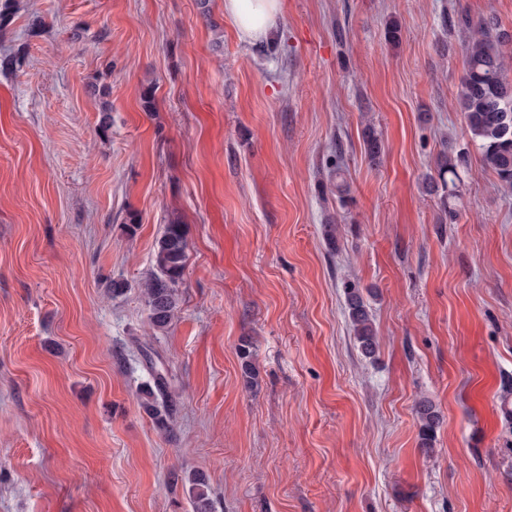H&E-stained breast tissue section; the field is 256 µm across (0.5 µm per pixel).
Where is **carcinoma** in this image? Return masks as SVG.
Returning <instances> with one entry per match:
<instances>
[{
	"mask_svg": "<svg viewBox=\"0 0 512 512\" xmlns=\"http://www.w3.org/2000/svg\"><path fill=\"white\" fill-rule=\"evenodd\" d=\"M461 22L472 35L463 46L465 71L458 94L470 142L478 149L481 163L492 170L502 185L512 187V81L507 79V61L501 46L512 42V36L497 29L492 20L477 23L463 18ZM365 151L370 161L378 163L381 142L374 129H364ZM468 154L444 150L436 158L435 174L424 177L431 192H448V185L461 180L459 169L467 166ZM186 237L184 226L172 221L164 226L156 242V273L144 284L153 328L164 332L170 326L178 308L177 288L183 280L186 264ZM346 310L354 338L362 355L372 358L377 351V338L370 308L360 289L346 287ZM246 384L254 386L256 371L251 362L248 344L239 348ZM145 360L148 381L142 383L139 404L151 418L155 427L168 433L177 413L178 404L174 378L161 357H153L141 350ZM420 422L419 448L429 453L433 450L435 433L440 425V415L427 399L416 407ZM173 483L189 484L192 512H216V502L207 476L199 471L173 473Z\"/></svg>",
	"mask_w": 512,
	"mask_h": 512,
	"instance_id": "cac0c4a2",
	"label": "carcinoma"
}]
</instances>
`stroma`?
I'll return each instance as SVG.
<instances>
[{
  "label": "stroma",
  "mask_w": 512,
  "mask_h": 512,
  "mask_svg": "<svg viewBox=\"0 0 512 512\" xmlns=\"http://www.w3.org/2000/svg\"><path fill=\"white\" fill-rule=\"evenodd\" d=\"M8 3L0 58L28 56L0 72V512H190L175 470L218 512H512V189L475 159L450 202L422 187L469 143L449 22L512 33V0H283L272 44L224 0ZM174 219L156 332L141 284ZM142 344L174 377L169 434L138 403ZM186 248L183 224L176 221L165 224L156 242L157 271L144 284L150 323L160 332L168 329L178 308L177 288L186 269ZM346 310L354 338L362 355L374 358L377 351V336L370 308L359 288L346 287ZM420 422L419 447L429 453L433 450L435 433L440 425V415L430 400H421L416 407ZM183 475L174 472L171 476L173 484L179 480L189 484L191 512H216V502L207 476L199 471H182Z\"/></svg>",
  "instance_id": "1"
}]
</instances>
